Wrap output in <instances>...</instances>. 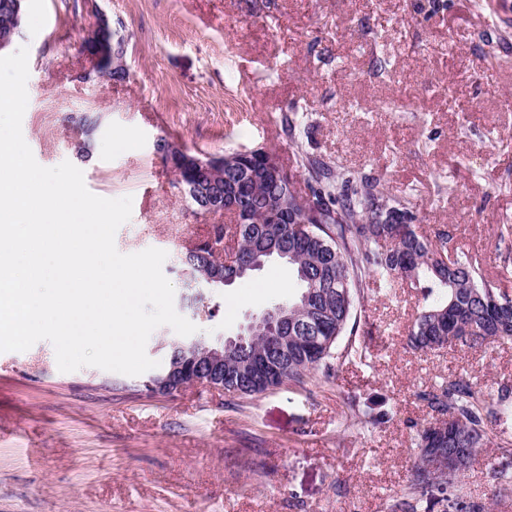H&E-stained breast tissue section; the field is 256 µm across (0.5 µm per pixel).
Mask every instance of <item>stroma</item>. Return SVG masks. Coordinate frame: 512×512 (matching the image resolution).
<instances>
[{
  "instance_id": "1",
  "label": "stroma",
  "mask_w": 512,
  "mask_h": 512,
  "mask_svg": "<svg viewBox=\"0 0 512 512\" xmlns=\"http://www.w3.org/2000/svg\"><path fill=\"white\" fill-rule=\"evenodd\" d=\"M491 0H97L123 23L129 74L88 83L78 51L95 13L83 0H25L28 49L22 132L36 161H74L70 114L102 113L99 151L79 164L87 189L132 197L119 252L166 251L163 272L186 291L178 257L224 214H196L152 145L169 135L208 156L263 147L292 175L307 152L412 193L416 230L448 232L458 254L512 293V17ZM391 74L377 75L376 59ZM297 111L298 141L281 118ZM272 261L217 290L202 339L235 336L287 300ZM273 290H266V283ZM239 298L227 309L229 298ZM421 289L365 292L352 340L366 363L333 378L246 397L207 387L157 395L143 376L96 367L64 373L50 341L0 352V512H388L411 475L413 432L430 409L419 390L448 374L477 390L512 385V339L478 349H406ZM393 409L392 421L341 427L348 406ZM512 469V419L495 427L454 485L431 484L421 512L479 500L512 512L491 465Z\"/></svg>"
}]
</instances>
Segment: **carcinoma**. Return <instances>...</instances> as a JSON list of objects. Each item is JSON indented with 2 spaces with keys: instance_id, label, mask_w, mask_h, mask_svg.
Instances as JSON below:
<instances>
[{
  "instance_id": "obj_1",
  "label": "carcinoma",
  "mask_w": 512,
  "mask_h": 512,
  "mask_svg": "<svg viewBox=\"0 0 512 512\" xmlns=\"http://www.w3.org/2000/svg\"><path fill=\"white\" fill-rule=\"evenodd\" d=\"M270 154L263 147L227 154V179L216 182L228 194L224 212L234 223L221 225L214 241L197 243L180 257L190 283L206 276L217 247L226 241L236 244L240 260L265 244L286 253L283 263L295 276L297 291L283 303L295 316L288 328L293 336L288 348L264 371L238 374L244 356L264 346L270 335L269 325L255 328L246 348L224 357V392L253 396L286 382L301 384L312 370L330 377L338 363L362 356L359 347L340 351L337 343L357 332L356 306L371 279L389 288L404 281L422 286L429 303L407 333V346L414 351L475 349L491 339H512V295L486 280L465 257L444 263L450 236L442 232L434 242L419 236L410 200L391 196L379 182L310 154L299 155L305 174L299 190L270 169ZM417 397L437 418L448 419V433L416 428L413 478L390 512H420V489L432 479L420 463L422 454L436 451L446 459L450 444L474 454L491 442L493 427L512 416L508 384L486 395L470 380L454 376Z\"/></svg>"
}]
</instances>
